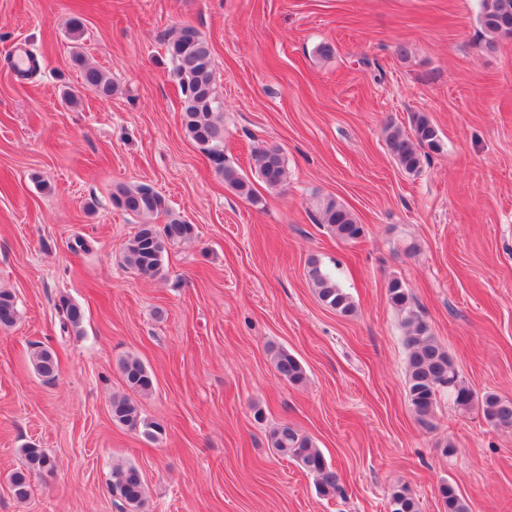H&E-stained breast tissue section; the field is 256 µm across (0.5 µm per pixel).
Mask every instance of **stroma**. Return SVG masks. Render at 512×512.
Masks as SVG:
<instances>
[{
  "mask_svg": "<svg viewBox=\"0 0 512 512\" xmlns=\"http://www.w3.org/2000/svg\"><path fill=\"white\" fill-rule=\"evenodd\" d=\"M479 11L480 0H0V290L19 310L0 329V512H121L117 464L140 470L149 512H388L401 484L420 512H444V482L471 512H512V431L445 396L432 427L415 420L387 295L401 279L473 390L512 400V40L483 52ZM75 15L86 60L115 90L69 105ZM183 24L213 52L225 163L249 172L262 144L286 159V185L258 187L259 203L227 189L181 125L166 41ZM20 44L43 61L26 76L11 65ZM416 113L442 148L409 174L384 129ZM139 184L195 227L152 279L125 265L138 223L112 199ZM330 199L362 238L319 224ZM312 257L334 268L353 315L318 300ZM64 298L84 311L80 333L61 328ZM281 348L303 383L276 371ZM42 349L58 358L54 377L33 368ZM127 358L154 378L139 403L158 438L112 420ZM281 421L314 440L340 492L321 495L274 455ZM28 445L54 468L20 501L8 476ZM273 364L277 372L291 384H300L306 378L301 362L285 349L273 352Z\"/></svg>",
  "mask_w": 512,
  "mask_h": 512,
  "instance_id": "obj_1",
  "label": "stroma"
}]
</instances>
